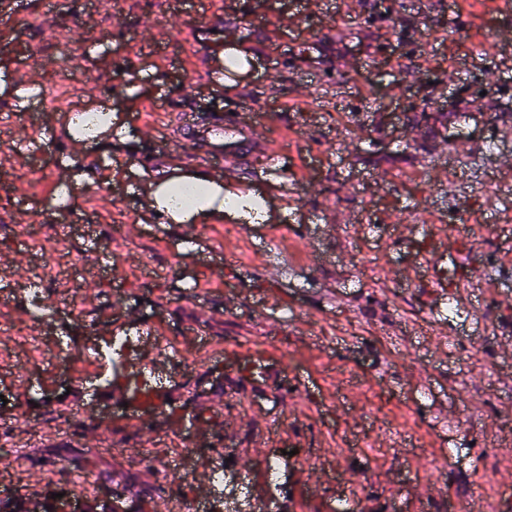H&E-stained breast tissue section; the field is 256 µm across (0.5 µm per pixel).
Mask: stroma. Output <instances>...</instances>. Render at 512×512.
Instances as JSON below:
<instances>
[{
	"mask_svg": "<svg viewBox=\"0 0 512 512\" xmlns=\"http://www.w3.org/2000/svg\"><path fill=\"white\" fill-rule=\"evenodd\" d=\"M19 23L0 0V278L34 279V261L16 225L32 208L66 198L82 220L67 233L48 227L46 245L84 255L106 253L89 241L97 227L123 219L122 291L108 277L85 275L72 288L51 285L53 311L27 317L18 294H0V426L13 429L26 460L0 471V495L36 504L55 453L80 452L60 486L66 497L98 495L84 484L108 470L127 500L144 512L201 501L203 512H332L339 500L363 512H453L449 466H471L489 435L499 464L492 480L512 475V360L495 351L485 361L489 329L512 325V13L497 0H250L254 24L246 53L253 66L228 94L209 61L230 31H239V0H19ZM356 37H349V30ZM485 44L474 55L476 44ZM412 56L418 68L401 70ZM140 74L137 94L107 95L113 63ZM67 64L72 93L64 103L113 110L122 136L101 152L74 146L64 168L47 153L32 155L31 132L16 111L43 114L51 135L70 123L62 112L24 100L21 83L54 85ZM186 83L188 91L174 87ZM166 109L154 111L161 90ZM248 98L263 113L259 136L297 175L284 200L266 178L268 160L249 153L235 175L267 200L260 223L243 235L223 221L157 224L144 220L140 185L148 178L209 171L210 149L186 134L181 114L199 125L240 110ZM472 156L448 158L454 141ZM497 152L486 153L487 143ZM467 205L472 223L501 228L500 237L458 242L441 263L463 253L467 267L495 257V294L472 289L455 322L438 315L439 289L417 254L443 231L449 211ZM416 225L413 236L397 229ZM193 235L191 251L182 240ZM238 262L228 264L225 253ZM154 269L141 274L143 265ZM150 326L151 335L111 383L107 364L89 354L115 330ZM166 336L193 359L191 368L160 356ZM61 338L75 351L70 370L37 353L35 342ZM469 355L461 357L460 343ZM158 373L156 402L114 401L141 369ZM300 378L312 396L285 391ZM53 394L44 403V394ZM383 423L371 426L370 409ZM190 452L175 453L177 439ZM355 444L360 482L340 467L337 442ZM169 461L177 476L159 483L138 467L146 452ZM285 456L283 481L268 483L266 460ZM223 468V487L210 483Z\"/></svg>",
	"mask_w": 512,
	"mask_h": 512,
	"instance_id": "1",
	"label": "stroma"
}]
</instances>
